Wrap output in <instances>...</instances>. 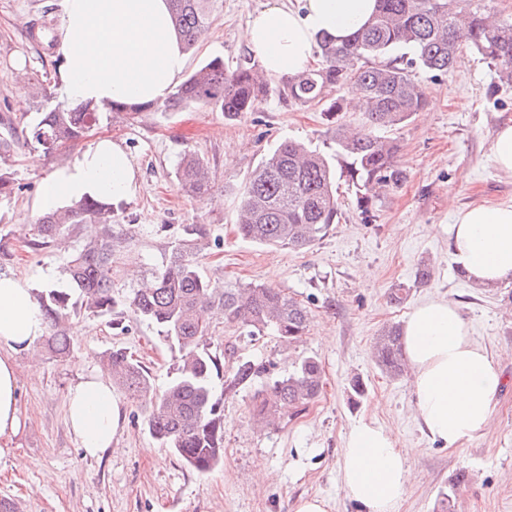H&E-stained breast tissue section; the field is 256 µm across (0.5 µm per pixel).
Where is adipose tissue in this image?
I'll list each match as a JSON object with an SVG mask.
<instances>
[{"label":"adipose tissue","mask_w":512,"mask_h":512,"mask_svg":"<svg viewBox=\"0 0 512 512\" xmlns=\"http://www.w3.org/2000/svg\"><path fill=\"white\" fill-rule=\"evenodd\" d=\"M376 0H266L250 17L246 41L269 76L285 77L315 61L317 38L344 42L363 28ZM62 63L55 91L68 105L92 101L161 102L186 67L168 0H63ZM136 174L121 144L102 138L41 185L34 207L51 212L73 199L121 201ZM452 255L478 287L512 279V200L455 211ZM45 323L31 286L0 277V458L21 427L13 352L34 348ZM414 411L425 435L445 448L484 436L504 379L475 343L456 304L433 298L415 306L403 326ZM69 428L86 456L111 451L121 420L112 384L83 377L67 396ZM341 489L358 512H395L413 481L394 431L374 421L353 426L340 457Z\"/></svg>","instance_id":"1"}]
</instances>
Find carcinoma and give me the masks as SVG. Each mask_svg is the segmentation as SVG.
I'll use <instances>...</instances> for the list:
<instances>
[{
    "mask_svg": "<svg viewBox=\"0 0 512 512\" xmlns=\"http://www.w3.org/2000/svg\"><path fill=\"white\" fill-rule=\"evenodd\" d=\"M217 0H170L171 18L186 51L192 50L210 26ZM371 21L345 42L324 36L318 42V67L291 77L278 89L291 104L320 106L328 121L342 112H360L369 131L349 134L336 125L328 150L284 140L267 153L244 184L237 210L239 234L258 245L303 250L321 240L341 217L339 182L354 192L361 220H373L374 200L399 187L406 174L398 168V145L375 134L411 120L427 99L426 89L410 69L447 77L465 48L480 53L496 67L501 85L512 86V17L491 12L485 0H377ZM407 49L404 62L389 59ZM350 86L353 97H330ZM269 92V83L254 64L233 70L213 57L187 77L160 103H86L44 114L24 136L48 153L84 138L103 112L126 123L155 112L213 105L233 120L252 112ZM177 188L201 199L212 190L208 163L197 153H184L177 168ZM79 224H93L96 233L71 255L65 267L77 295L49 289L37 294L48 329L46 350L57 358L70 351L64 323L81 313L108 314L119 301L112 297V277L125 251V239L112 224V203L86 197L39 219L27 247L39 250L68 242ZM184 237L170 247L162 266L152 272L150 286L130 298L133 311L155 325L176 353V375L167 388L154 392L148 369L125 348L107 354L106 365L128 397L145 407L150 435L190 468L207 473L224 459V416L213 380L224 366L206 347L208 316L242 328L248 335L268 333L293 344L306 334L310 311L283 291L265 285H216L199 269V255L208 248L205 224H187ZM376 365L390 377L406 372L401 328L383 330L374 344ZM231 370L224 392L253 390V416L261 424L278 425L306 412L322 390L323 368L307 356L284 375L271 377L265 366L229 351Z\"/></svg>",
    "mask_w": 512,
    "mask_h": 512,
    "instance_id": "cac0c4a2",
    "label": "carcinoma"
}]
</instances>
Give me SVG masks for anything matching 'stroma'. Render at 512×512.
<instances>
[{
    "mask_svg": "<svg viewBox=\"0 0 512 512\" xmlns=\"http://www.w3.org/2000/svg\"><path fill=\"white\" fill-rule=\"evenodd\" d=\"M264 2L219 0L207 37L187 54V71L216 55L229 70L249 61L247 23ZM61 16L62 0H0V134L28 128L38 113L58 107ZM27 17L40 21L37 35L23 27ZM413 76L427 88L426 107L383 132L399 146L406 182L376 200L369 224L362 223L352 192L341 190L339 223L298 252L256 245L236 229L238 193L264 154L286 138L322 149L334 136V124L318 108L279 97L276 78L255 111L233 120L211 105L157 113L133 124L113 122L104 113L74 144L49 154L26 145L0 162L15 184L12 195L0 199V275L27 280L38 292L67 287L63 269L71 251L93 233L83 224L68 249H26L23 239L40 217L33 203L41 183L108 136L125 148L138 183L135 194L112 209V221L127 242L124 269L112 279L119 301L113 314L70 319L66 358L41 347L14 355L22 426L12 455L0 458V498L14 500L21 512H297L310 498L324 501L327 512H357L340 490L339 461L350 429L372 419L394 429L415 477L397 512H433L438 494L451 488L458 512H512V307L500 291L457 278L443 231L457 209L512 200V175L500 172L491 157L496 128L512 121V87L499 88L494 67L470 49L462 51L451 76L436 78L419 68ZM37 86L44 87V95L30 93L26 106L18 107L17 88ZM190 149L213 174L212 191L201 201L177 190L175 172ZM34 153L40 156L35 167L27 161ZM187 224L207 225L210 245L201 264L217 283L265 284L312 312L306 336L292 345L213 320L211 353L220 357L235 348L268 364L274 375L303 357H317L322 395L287 425L266 430L253 424L250 390L224 395V463L201 475L158 446L143 408L117 386L113 393L122 415L112 450L86 457L67 427L66 397L84 375L103 374L109 351L131 352L150 369L155 391H163L174 376L170 347L127 303L137 286L127 269L148 273L159 267L166 246ZM423 260L434 277L420 285L414 275ZM399 283L412 290L395 306L388 293ZM432 297L460 307L473 340L494 357L505 378L489 432L453 449L432 443L420 430L409 376L388 377L371 355L376 336L403 324L414 306ZM356 378L367 393L354 407L349 397ZM461 469L468 477L457 487L454 475Z\"/></svg>",
    "mask_w": 512,
    "mask_h": 512,
    "instance_id": "obj_1",
    "label": "stroma"
}]
</instances>
